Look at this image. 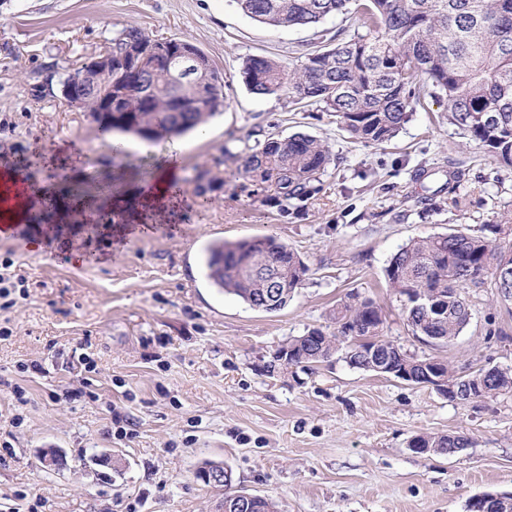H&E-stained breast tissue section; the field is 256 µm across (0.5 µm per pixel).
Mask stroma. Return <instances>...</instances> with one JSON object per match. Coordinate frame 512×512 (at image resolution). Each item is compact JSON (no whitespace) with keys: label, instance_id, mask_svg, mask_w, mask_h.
Wrapping results in <instances>:
<instances>
[{"label":"stroma","instance_id":"35a3bbf8","mask_svg":"<svg viewBox=\"0 0 512 512\" xmlns=\"http://www.w3.org/2000/svg\"><path fill=\"white\" fill-rule=\"evenodd\" d=\"M129 25L195 44L224 76V109L201 135L130 137L114 164L59 83ZM315 41L313 29L269 27L233 0H0V161L41 146L58 176L37 175V184L59 196L53 220L30 225L26 251L0 237V260L12 259L27 286L0 310L12 331L0 340V377L27 391L22 405L0 387V444L10 446L0 454V512H215L221 491L196 477L207 460L224 462L236 488L277 500L281 512H466L475 495H512V392L460 403L337 355L263 369L288 339L333 330V309L353 293L374 300L383 339L409 354L459 374L512 367V302L493 279L465 289L471 319L445 345L413 335L405 297L385 281L410 239L475 234L511 215L512 167L464 144L442 100L376 145L349 139L329 113L242 84L246 57L295 68ZM266 132L312 135L335 157L325 194L290 203L285 217L243 175ZM173 155L184 200L154 218L124 208ZM201 170L216 185L203 207ZM102 210L111 222L100 221ZM258 236L276 237L308 267L273 313L215 288L203 268L210 242ZM81 347L96 362L93 404L64 397L80 386ZM22 361L42 373L20 371ZM15 414L17 426L8 422ZM118 417L133 437L118 436ZM456 434L471 440L456 457L408 447L420 435ZM47 448L64 451L60 470L42 469Z\"/></svg>","mask_w":512,"mask_h":512}]
</instances>
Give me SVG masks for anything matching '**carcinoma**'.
Returning <instances> with one entry per match:
<instances>
[{
  "label": "carcinoma",
  "instance_id": "carcinoma-1",
  "mask_svg": "<svg viewBox=\"0 0 512 512\" xmlns=\"http://www.w3.org/2000/svg\"><path fill=\"white\" fill-rule=\"evenodd\" d=\"M247 17L272 27L320 25L347 14L353 32L320 29L319 45L287 70L268 56H249L239 70L248 91L288 96L289 102L336 116L350 137L382 144L395 136L410 112L428 97L447 103L448 123L498 161L512 166V0H234ZM155 38L138 26L124 28L105 52L112 55V92L118 105L102 138L130 132L146 141L197 130L224 104V79L214 69L182 74L177 54L156 56L150 73L132 67L128 49L149 48ZM332 161L329 146L302 133H270L245 157L252 185L280 202H305L323 191L322 176ZM279 269L280 287L265 269ZM512 268V243L460 230L410 240L385 268L389 287L406 297V316L415 336L446 343L469 323L465 288ZM205 275L219 289L253 309H284L308 268L273 236L237 243L215 241L206 249ZM336 331L316 328L288 341V365L306 367L345 353L348 364L367 370L351 335L371 336L378 350L407 355L381 338L376 304L357 295L336 307ZM512 391V372L494 369L485 391L492 398Z\"/></svg>",
  "mask_w": 512,
  "mask_h": 512
}]
</instances>
